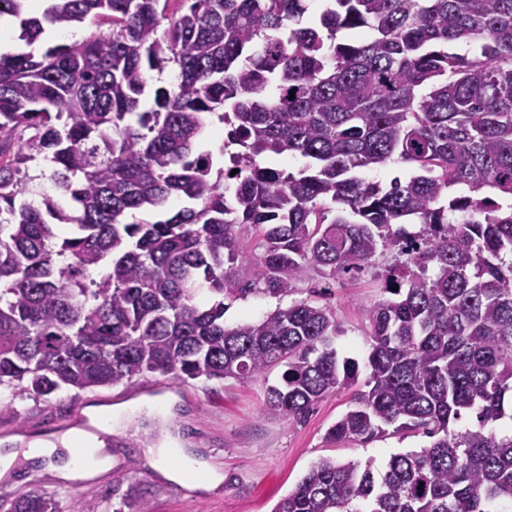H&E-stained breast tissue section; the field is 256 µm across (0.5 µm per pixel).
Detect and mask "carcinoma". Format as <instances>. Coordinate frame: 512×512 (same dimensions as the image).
<instances>
[{
	"label": "carcinoma",
	"mask_w": 512,
	"mask_h": 512,
	"mask_svg": "<svg viewBox=\"0 0 512 512\" xmlns=\"http://www.w3.org/2000/svg\"><path fill=\"white\" fill-rule=\"evenodd\" d=\"M29 2L0 0L17 41L47 43L0 51V390L45 401L280 367L265 411L301 423L360 375L338 355L336 317L304 299L230 328L225 301L359 274L400 244L369 313L368 376L325 441L431 442L379 476L323 458L273 512L511 504L512 433L494 423L512 410V0H328L313 20L306 0ZM87 20L99 32L53 43ZM217 124L224 139L200 148ZM42 156L51 194L30 186ZM289 156L309 163L260 162ZM393 159L414 175L360 176ZM172 198L187 205L123 222ZM466 415L476 426L455 430ZM125 500L150 512L139 483ZM10 512L60 509L27 492Z\"/></svg>",
	"instance_id": "1"
}]
</instances>
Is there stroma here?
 I'll use <instances>...</instances> for the list:
<instances>
[{
	"label": "stroma",
	"instance_id": "35a3bbf8",
	"mask_svg": "<svg viewBox=\"0 0 512 512\" xmlns=\"http://www.w3.org/2000/svg\"><path fill=\"white\" fill-rule=\"evenodd\" d=\"M395 256V251H383L351 278L327 282L312 277L286 299L248 296L231 305L224 322L232 326L261 319L276 307L311 297L316 287L323 291L317 304L328 306L343 330L336 341L339 354L365 359L369 312L382 297L379 283ZM279 376L275 370L265 379L179 383L150 375L76 396L62 392L47 402L16 398L12 410L0 412V454L12 455L8 469H0V512H7L19 493L30 491L55 494L62 512L75 498L84 512H122L124 494L134 482L145 488L152 512H273L320 459L368 464L381 472L392 455L429 443L421 435H391L366 444L327 445L325 432L351 407L354 388L329 394L304 423L296 424L264 411L266 387ZM102 407L124 412L112 423L117 440L108 448L110 469L69 479L50 459L29 457L31 440L58 439L67 447L71 435L89 438L97 424L95 411ZM149 448L183 449L195 466L219 471L223 479L214 487L173 481L149 464Z\"/></svg>",
	"mask_w": 512,
	"mask_h": 512
}]
</instances>
